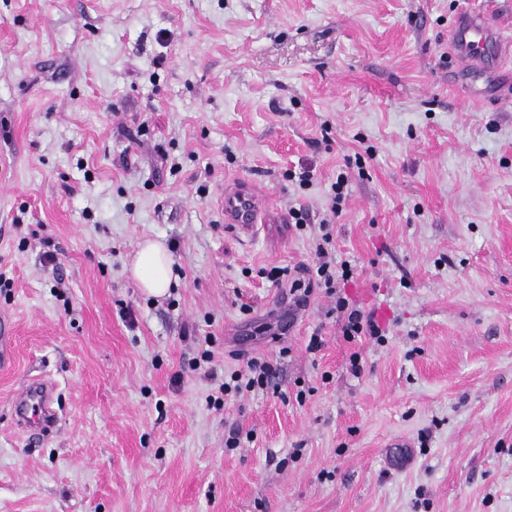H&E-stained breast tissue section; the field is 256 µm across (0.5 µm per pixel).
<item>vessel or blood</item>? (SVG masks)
Masks as SVG:
<instances>
[{"instance_id":"1","label":"vessel or blood","mask_w":512,"mask_h":512,"mask_svg":"<svg viewBox=\"0 0 512 512\" xmlns=\"http://www.w3.org/2000/svg\"><path fill=\"white\" fill-rule=\"evenodd\" d=\"M452 77L475 84L485 71L499 65L512 44L504 42L489 18L482 13L464 11L457 15L451 30ZM266 206L264 197L253 186L239 182L224 189V222L248 234L260 223ZM55 383L44 376L34 377L15 389L11 408L14 422L24 431L45 433L56 429L59 417L55 409Z\"/></svg>"}]
</instances>
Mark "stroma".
<instances>
[{
	"mask_svg": "<svg viewBox=\"0 0 512 512\" xmlns=\"http://www.w3.org/2000/svg\"><path fill=\"white\" fill-rule=\"evenodd\" d=\"M483 2L0 0V512H512V90L448 76ZM340 172L345 291L382 343L258 275L313 264L288 211L319 223ZM237 179L268 199L250 235ZM147 238L160 299L126 269ZM255 353L276 391L210 406ZM39 375L37 439L10 397ZM266 200L247 182L224 188V224L249 234L260 224ZM173 264V256L162 241L146 239L139 244L128 271L146 296L162 298L171 285ZM55 393V383L46 376L23 382L15 389L11 400L16 426L35 433L55 430L59 422L54 406Z\"/></svg>",
	"mask_w": 512,
	"mask_h": 512,
	"instance_id": "35a3bbf8",
	"label": "stroma"
}]
</instances>
